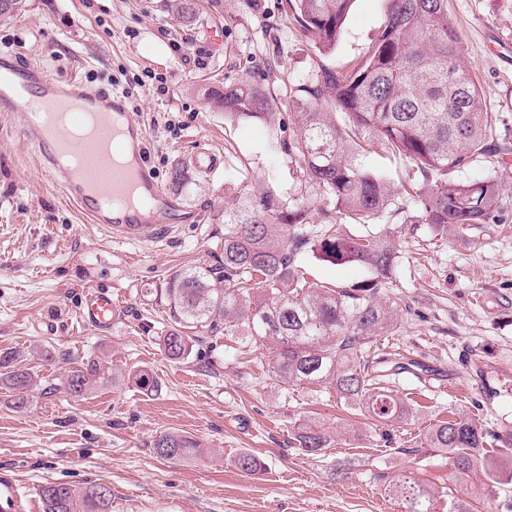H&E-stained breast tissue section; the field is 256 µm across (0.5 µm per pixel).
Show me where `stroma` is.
<instances>
[{"mask_svg": "<svg viewBox=\"0 0 512 512\" xmlns=\"http://www.w3.org/2000/svg\"><path fill=\"white\" fill-rule=\"evenodd\" d=\"M24 12L0 20V50L12 49L54 78H78L89 89L124 93L147 129L148 160L172 197L195 212L157 242H116L86 223L40 173L23 137L28 116L0 112V352L19 354L34 377L31 402L13 407L0 389V469L18 473L23 489L103 483L112 512H404L384 492L383 478L424 479L436 512L459 498L473 512H512V502L475 495L442 453L420 447V435L451 413L483 428L512 424V166L478 158L461 180L494 176L507 208L468 242L435 239L410 226L409 199L420 176L378 145L358 161L394 185L397 210L380 221L400 251L390 291L400 299L398 325L379 337L384 353L421 360L427 377L398 391L414 403L409 423L383 426L336 405L331 384L286 386L268 372L269 349L245 337L201 333L185 361L168 360L160 338L169 318L158 288L175 272L210 262L224 240L211 217L243 193L273 190L280 204L302 201L313 223L357 225L322 215L318 187L283 149L293 120L232 122L213 108L210 91L243 81L288 83L320 66L344 68L371 47L388 0H355L335 49L318 50L286 0H195L189 19L177 0H27ZM462 38L460 63L476 79L497 136L512 144V0H448ZM222 157L213 173L174 188L172 172L192 166L199 147ZM309 282L348 286L366 279L357 265L302 256ZM112 292L121 314L111 334L83 328L87 290ZM53 360H45V352ZM104 379L83 396L66 380L87 359ZM145 373L155 391L135 382ZM317 423L335 444L311 456L291 444L294 428ZM166 432L193 436L197 456L164 460L152 448ZM262 462L251 474L234 459ZM349 475L337 477V462Z\"/></svg>", "mask_w": 512, "mask_h": 512, "instance_id": "obj_1", "label": "stroma"}]
</instances>
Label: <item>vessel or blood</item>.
Wrapping results in <instances>:
<instances>
[{
	"mask_svg": "<svg viewBox=\"0 0 512 512\" xmlns=\"http://www.w3.org/2000/svg\"><path fill=\"white\" fill-rule=\"evenodd\" d=\"M29 113L24 139L46 180L87 221L113 239L151 242L184 223L183 207L164 191L146 159L148 134L128 110L124 94L92 91L75 79L49 76L0 51V112ZM118 302L90 290L80 314L84 326L111 331ZM11 471L0 472V512H35Z\"/></svg>",
	"mask_w": 512,
	"mask_h": 512,
	"instance_id": "vessel-or-blood-1",
	"label": "vessel or blood"
}]
</instances>
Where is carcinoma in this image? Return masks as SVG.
Here are the masks:
<instances>
[{"label":"carcinoma","instance_id":"carcinoma-1","mask_svg":"<svg viewBox=\"0 0 512 512\" xmlns=\"http://www.w3.org/2000/svg\"><path fill=\"white\" fill-rule=\"evenodd\" d=\"M354 0H289V8L316 48L327 52L339 40ZM460 35L448 16V0H390L385 23L368 52L350 69L321 68L283 94L243 81L211 97L214 108L232 121L266 123L275 109L294 111L296 131L288 154L303 177L320 189L327 208L360 226L344 234L327 224L307 237L309 211L282 208L270 191L244 196L219 212L224 248L209 263L170 276L157 291L170 326L162 347L167 359L186 360L196 336L236 331L257 346L272 349L271 376L284 385L330 382L349 414L381 424L405 422L410 404L392 388L408 370L397 359L369 354L373 342L396 328L398 298L385 293L399 262L393 237L377 230L394 201V191L378 173L356 163L365 146L378 144L408 161L421 176L414 201L419 224L440 239L466 241L502 210V187L495 177L456 180L480 156L498 153L497 115L483 109L480 89L459 65ZM310 251L332 265L357 264L369 277L346 287L312 286L301 256ZM17 355L0 353V384L19 408L29 403L33 376L16 366ZM101 379L90 359L67 378L81 396ZM429 448L448 455L460 476L476 475L496 492L512 483V428L485 429L458 414L423 435ZM296 447L316 454L333 443L317 426L293 433ZM163 459L199 451L194 438L168 432L153 440ZM384 492L404 501L405 512H433L434 500L419 479L390 482ZM41 512H112V490L104 483L74 488L40 486Z\"/></svg>","mask_w":512,"mask_h":512}]
</instances>
